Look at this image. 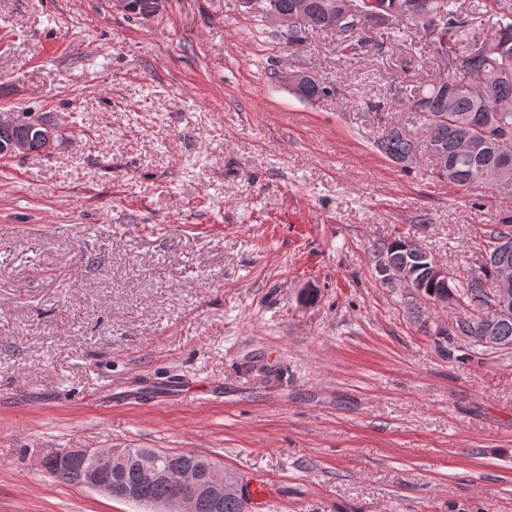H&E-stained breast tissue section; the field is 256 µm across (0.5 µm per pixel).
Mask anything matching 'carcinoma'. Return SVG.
Segmentation results:
<instances>
[{
    "label": "carcinoma",
    "instance_id": "carcinoma-1",
    "mask_svg": "<svg viewBox=\"0 0 512 512\" xmlns=\"http://www.w3.org/2000/svg\"><path fill=\"white\" fill-rule=\"evenodd\" d=\"M274 3L286 15L302 13L306 24L288 32L291 46H300L309 31L336 34L345 51H356L374 37L387 35L411 25L422 30L436 65L447 72L442 83L431 82L418 88L395 84L393 95L406 101L414 125L424 139L413 137L406 127L390 125L378 142L379 150L394 162L413 159L416 151L437 150L447 171L437 176L454 186L470 188L495 186L491 173L507 163L512 174V0H492L489 10L496 17L491 38L478 39L476 28L482 25L475 15L462 10L459 0H263ZM342 14L345 20L332 25V18ZM466 60L454 65L460 56ZM332 88L319 80H306L296 88L305 100L323 98ZM509 232L498 227L489 232L484 249L490 250L491 262L469 272L460 284L450 280L448 288L432 283L422 257L413 255L408 241L395 239L378 252L376 263L411 265L415 280L424 285L422 296L433 303L455 301L464 309L457 319V329L444 341L460 344V358L473 360L485 355L488 344L502 350L512 349V308L492 317L481 312L493 290L499 266L512 268V246L500 248L498 240ZM199 469L211 460L195 453L160 452L159 465L176 472L189 462ZM44 468L58 480L83 484L84 467L65 455L48 456ZM117 491L131 486L140 498L163 505L173 496L171 486L139 471L132 457L124 456L119 476L112 477ZM196 512H248L247 500L238 493L224 496L220 510H213L205 500Z\"/></svg>",
    "mask_w": 512,
    "mask_h": 512
}]
</instances>
